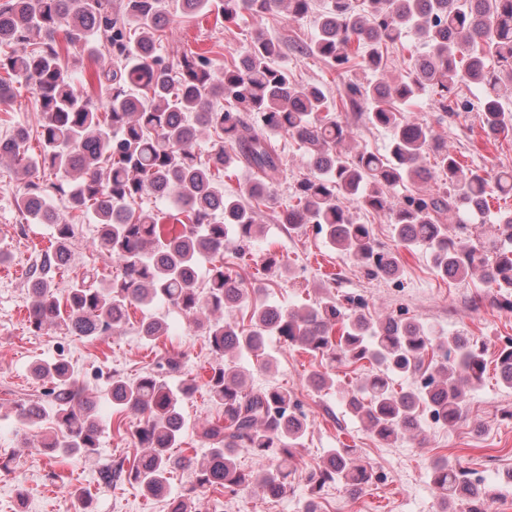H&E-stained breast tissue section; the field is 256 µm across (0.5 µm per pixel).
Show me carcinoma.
Masks as SVG:
<instances>
[{"label":"carcinoma","mask_w":512,"mask_h":512,"mask_svg":"<svg viewBox=\"0 0 512 512\" xmlns=\"http://www.w3.org/2000/svg\"><path fill=\"white\" fill-rule=\"evenodd\" d=\"M161 2L10 0L0 7V70L33 86L41 145L37 157H27L30 134L19 126L0 148V161L10 160L24 183L18 210L34 224L53 225L51 248L30 269L29 327L39 332L55 324L73 336H110L126 322L129 308L157 301L205 329L217 359L208 388L224 406V419L202 425L209 448L201 459L172 454L185 427L181 404L195 390L187 378L176 386L168 382L182 373L183 354L162 357L134 379L112 376V406L139 418L134 436L142 452L130 475L146 495L165 497L169 474L190 472V486L168 500V512H196L197 495L209 488L236 494L255 484L267 497L285 496L291 489L288 466L304 446L307 419L288 390L249 385L240 364L252 357L270 367L265 345L272 336L332 362H368L371 373L354 387L329 372L313 373L308 382L335 393L384 441L418 431L422 408L438 421L456 423L467 393L483 381L484 341L462 333L434 336L413 318L374 316L362 300L335 295L297 310L256 306L245 329L233 312L250 289L224 267V246L232 240L250 248L262 236L256 208L269 200L282 167L272 137L285 134L303 151L312 175L297 182V204L283 223L293 229L312 225L368 276L393 279L396 256L377 244L370 225L353 218L350 205L356 202L385 214L402 247L428 250L442 276L480 273L503 290L502 307L512 311V209L497 215L496 232L485 240L452 239L444 224L450 213L461 224L484 215L494 193L512 196V170L466 171L430 125L405 117L428 93L439 120L476 110L487 135L512 140V110L503 104L512 92V0H324L320 9L317 0H176L180 16L188 18L213 14L230 21L244 12L260 17L282 8L294 19L314 17L309 53L339 77L354 66L372 75L366 83L347 82L335 97L293 80L279 64V45L261 31L219 70L210 57L193 51L182 53L172 68L159 52L170 23ZM61 25L68 27L70 45L99 39L109 60L97 74L105 102L70 79L69 52L54 38ZM411 32L423 52L411 54L406 75L390 83L383 77L384 51ZM462 84L479 92V104L459 94ZM349 108L390 131L386 153H347L353 131L342 112ZM204 131L210 137L205 157L196 149ZM430 153L433 169L424 165ZM234 161L253 173L246 202L225 193L218 181ZM405 183L420 188L394 201L391 192ZM149 194L173 204L174 223L133 208ZM55 198L91 214L98 224L96 248L118 268L105 282L91 276L76 283L64 301L52 274L70 263L76 225L53 207ZM203 259L211 267L201 288L197 270ZM141 332L155 341L168 326L149 316ZM497 368L501 382L512 388V345L500 350ZM33 372L50 384V400L17 405L18 421L55 425L60 437L42 443L47 450L94 454L102 432L97 403L83 395L68 364L36 363ZM397 377L412 384L397 390ZM245 451L271 461L256 482L240 468ZM373 477L348 449L333 448L307 482L312 495L336 483L358 494ZM431 483L443 503L457 501L467 512H488L501 494L446 459L431 468Z\"/></svg>","instance_id":"obj_1"}]
</instances>
